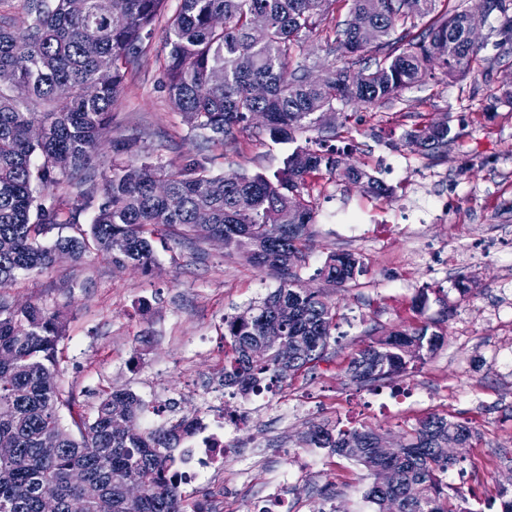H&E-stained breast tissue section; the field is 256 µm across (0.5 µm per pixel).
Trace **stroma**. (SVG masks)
<instances>
[{"label": "stroma", "mask_w": 512, "mask_h": 512, "mask_svg": "<svg viewBox=\"0 0 512 512\" xmlns=\"http://www.w3.org/2000/svg\"><path fill=\"white\" fill-rule=\"evenodd\" d=\"M503 21L493 13L480 31L481 55L494 63L490 74L448 79L436 70L378 110L337 103L330 122L354 145L353 163L393 193L375 201L344 173L309 177L315 218L300 284L336 311L329 346L311 370L272 395L225 397V408L244 418L234 435L235 464L204 489L182 488L186 502L248 512L277 490L288 512H374L364 498L373 476L330 449L308 447L306 434L316 425H364L396 438L439 414L473 432L452 450L457 463L448 472V494L466 512H500V491L512 489V372L498 362L512 354V99L494 103L489 94L512 88V57H498ZM163 37L156 32L112 112L93 157L99 172L111 173L118 140H136L139 160L148 163L178 164L199 154L198 140L167 99ZM443 115L458 138L435 163L406 146L404 134ZM294 145L264 138L211 152L217 171L271 174ZM350 224L360 225V237H349ZM154 247L146 271L116 267L92 250L4 290L12 304L63 314L61 380L85 413L110 389L146 401L160 390L182 412H200L223 378L225 316L279 285L273 271L211 240L190 245L165 230ZM334 252L362 258L358 285L336 288L319 276ZM461 275L472 287L464 297L454 287ZM422 289L428 304L420 310L414 299ZM492 310L497 317L490 321L485 314ZM432 319L445 341L414 372L373 387L350 382L347 366L359 349ZM284 471L288 486L275 487Z\"/></svg>", "instance_id": "stroma-1"}]
</instances>
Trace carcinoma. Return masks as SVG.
Returning <instances> with one entry per match:
<instances>
[{
	"instance_id": "obj_1",
	"label": "carcinoma",
	"mask_w": 512,
	"mask_h": 512,
	"mask_svg": "<svg viewBox=\"0 0 512 512\" xmlns=\"http://www.w3.org/2000/svg\"><path fill=\"white\" fill-rule=\"evenodd\" d=\"M336 2L180 0L168 21L163 68L169 102L190 133L224 147L257 131L290 143L297 132L321 125L338 100L380 107L436 66L464 78L482 49L466 31L494 12L470 11L457 0H349L348 16L325 41L326 54L343 65L314 83L306 64L293 68L291 62L305 54ZM167 7L168 0H0V288L52 268L59 250L77 261L91 246L117 267L147 270L159 226L191 245L222 237L225 247L280 275L278 288L250 306V319L224 317L230 348L224 386L246 398L310 368L328 347L335 313L318 292L300 287L297 272L314 223L307 178L343 170L377 199L391 188L352 164L351 150L326 139L297 146L271 176L216 173L215 155L170 169L138 164L135 142L128 140L116 150L129 160L100 176L92 165L100 134ZM216 71L224 73L223 82L211 80ZM455 139L451 126L432 123L405 134L406 144L430 160L445 157ZM69 176L77 179L73 201H42L44 191ZM98 192L102 202L85 228V202ZM54 228L74 234L43 245ZM362 273L353 253H332L318 270L337 287ZM64 331L61 313L14 306L0 295V446L15 449L11 459L0 460V512H41L46 480L57 487L58 512H68V501L80 493L70 482L74 470L96 489L88 512H185L174 472L175 450L188 432L171 425L125 433L115 420L135 425L146 409L125 390L103 392L93 416L86 415L60 382ZM442 339L432 322L394 331L352 357L348 374L368 386L409 373ZM260 347L268 350L264 358L254 356ZM382 438L366 426H317L305 442L364 466L374 476L364 498L375 512H465L448 496L446 478L457 463L448 443H467V426L433 414L406 431L403 447L391 456L378 452ZM130 482L143 488L133 503Z\"/></svg>"
}]
</instances>
